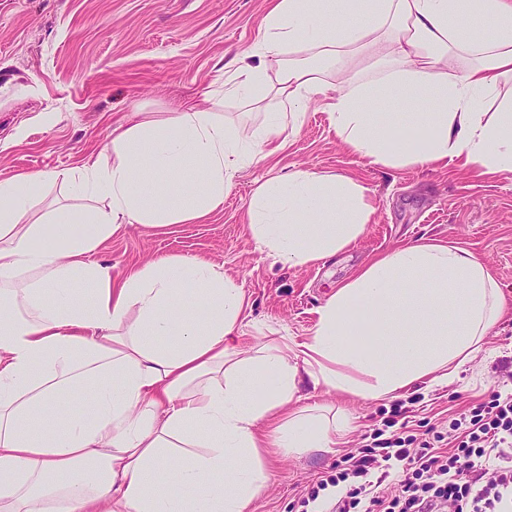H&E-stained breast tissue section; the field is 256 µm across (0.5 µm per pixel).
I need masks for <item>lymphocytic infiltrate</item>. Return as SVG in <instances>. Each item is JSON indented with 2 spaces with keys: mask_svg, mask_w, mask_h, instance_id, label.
<instances>
[{
  "mask_svg": "<svg viewBox=\"0 0 512 512\" xmlns=\"http://www.w3.org/2000/svg\"><path fill=\"white\" fill-rule=\"evenodd\" d=\"M403 402L391 405L358 454L337 461L326 478L310 485L300 499L308 507L339 488L335 512H364L365 505L379 512H512V395H493L453 420L455 445L447 452L415 435L398 431ZM500 459L489 475L464 479L476 460ZM395 460L403 468L390 491L377 496L371 479L379 462Z\"/></svg>",
  "mask_w": 512,
  "mask_h": 512,
  "instance_id": "f902f5d3",
  "label": "lymphocytic infiltrate"
}]
</instances>
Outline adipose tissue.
Returning a JSON list of instances; mask_svg holds the SVG:
<instances>
[{
  "label": "adipose tissue",
  "instance_id": "adipose-tissue-1",
  "mask_svg": "<svg viewBox=\"0 0 512 512\" xmlns=\"http://www.w3.org/2000/svg\"><path fill=\"white\" fill-rule=\"evenodd\" d=\"M245 56L208 108L113 127L78 170L0 181V512H248L263 448H331L346 430L307 408L280 421L303 382L365 401L444 384L501 318L487 264L423 239L338 286L311 336L244 352L249 302L223 267L173 256L116 277L94 261L122 225L206 220L324 93L337 138L371 164L512 172V0H276ZM394 91L422 112L385 115ZM239 96L263 122L225 121ZM56 181L83 205L30 219L35 189ZM374 212L359 181L301 168L261 183L246 222L268 257L306 267L345 251Z\"/></svg>",
  "mask_w": 512,
  "mask_h": 512
}]
</instances>
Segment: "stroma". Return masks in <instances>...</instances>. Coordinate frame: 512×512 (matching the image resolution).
Wrapping results in <instances>:
<instances>
[{
    "label": "stroma",
    "mask_w": 512,
    "mask_h": 512,
    "mask_svg": "<svg viewBox=\"0 0 512 512\" xmlns=\"http://www.w3.org/2000/svg\"><path fill=\"white\" fill-rule=\"evenodd\" d=\"M271 0H0V180L30 171L74 170L104 152L114 124L136 112L204 105V94L263 33ZM327 98L306 108L297 136L267 163L240 171L223 206L203 224L153 229L127 224L95 255L113 272L172 256L223 266L250 306L241 350L282 336L311 335L317 309L374 258L425 237L466 248L488 265L505 313L453 381L401 391L408 428L444 452L452 419L491 392L512 394V173L478 176L451 163L386 169L350 154L327 118ZM300 167L344 173L369 188L376 211L346 251L317 265L272 264L244 215L257 185ZM302 407L332 408L349 429L331 450L270 453L268 479L249 512H296L305 487L357 453L390 408L304 383Z\"/></svg>",
    "instance_id": "stroma-1"
}]
</instances>
